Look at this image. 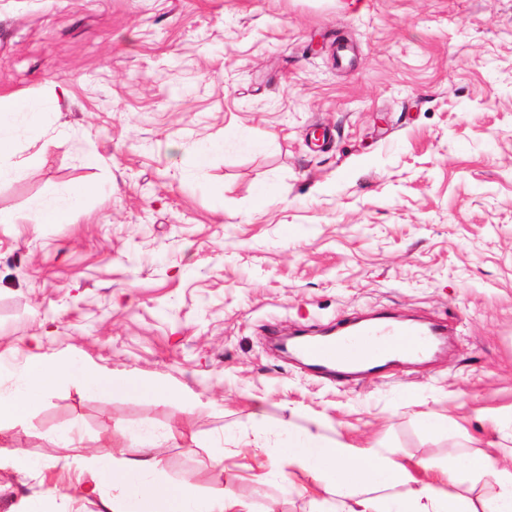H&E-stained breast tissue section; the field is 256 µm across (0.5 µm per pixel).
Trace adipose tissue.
<instances>
[{"mask_svg":"<svg viewBox=\"0 0 512 512\" xmlns=\"http://www.w3.org/2000/svg\"><path fill=\"white\" fill-rule=\"evenodd\" d=\"M37 125L41 114L35 104L23 105L11 95H0V178H20L24 168L7 161L18 116ZM88 194L72 187L61 201L34 208L26 218L0 210V224H69L75 206ZM76 383L103 395L117 392L141 398H159L171 388L161 378L106 375L94 367L68 363L48 364L29 356L15 374L13 387L0 393V427L24 419L44 395L62 383ZM152 436H144L133 448H112L85 459L93 484L79 485L75 495L106 496L109 512H250L232 489L202 493L190 480L164 479L160 463L151 453ZM281 458L306 471L314 482L330 487L337 495H353L348 512H512V466L499 465L485 453L468 455L464 462H449L435 469L432 480L416 479L411 471L380 448H353L330 443L321 433L307 432L280 449ZM490 478L496 495L475 510L469 499L450 495L448 485L461 474Z\"/></svg>","mask_w":512,"mask_h":512,"instance_id":"adipose-tissue-1","label":"adipose tissue"}]
</instances>
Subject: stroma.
<instances>
[{
    "label": "stroma",
    "mask_w": 512,
    "mask_h": 512,
    "mask_svg": "<svg viewBox=\"0 0 512 512\" xmlns=\"http://www.w3.org/2000/svg\"><path fill=\"white\" fill-rule=\"evenodd\" d=\"M38 103L0 181L28 212L93 185L69 224H0V388L27 355L160 377L145 400L65 384L0 448V512L153 431L169 480L252 512L343 497L278 458L320 425L421 480L512 459V0H0V95ZM380 312L452 344L329 380L272 332ZM268 433L250 446L252 429Z\"/></svg>",
    "instance_id": "stroma-1"
}]
</instances>
